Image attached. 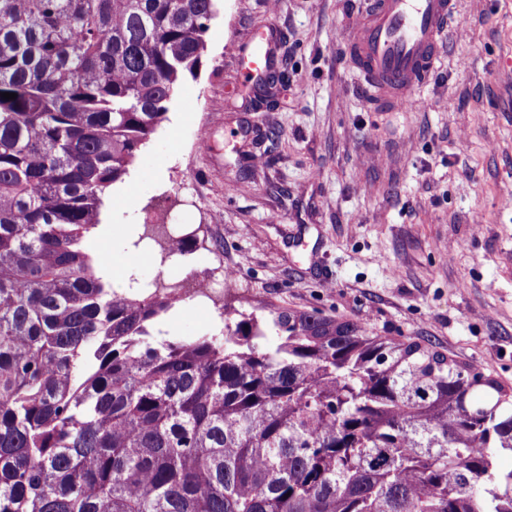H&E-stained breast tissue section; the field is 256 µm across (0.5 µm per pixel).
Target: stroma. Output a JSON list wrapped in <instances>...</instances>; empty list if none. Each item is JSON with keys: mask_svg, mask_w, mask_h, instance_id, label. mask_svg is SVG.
I'll return each mask as SVG.
<instances>
[{"mask_svg": "<svg viewBox=\"0 0 512 512\" xmlns=\"http://www.w3.org/2000/svg\"><path fill=\"white\" fill-rule=\"evenodd\" d=\"M362 5L282 0L274 14L266 0H221L197 76L104 196L111 232L88 245L118 291L132 273L227 278L206 313L169 316L171 334H202L227 304L316 312L435 347L512 390V0H460L411 112L376 107L358 85L345 36ZM261 33L287 74L270 108L230 53ZM161 206L196 233L164 265L124 233Z\"/></svg>", "mask_w": 512, "mask_h": 512, "instance_id": "stroma-1", "label": "stroma"}]
</instances>
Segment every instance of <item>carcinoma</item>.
<instances>
[{
  "label": "carcinoma",
  "instance_id": "1",
  "mask_svg": "<svg viewBox=\"0 0 512 512\" xmlns=\"http://www.w3.org/2000/svg\"><path fill=\"white\" fill-rule=\"evenodd\" d=\"M218 2L0 0V512H512V394L479 369L298 310L171 338L182 282L94 266Z\"/></svg>",
  "mask_w": 512,
  "mask_h": 512
}]
</instances>
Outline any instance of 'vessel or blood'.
Listing matches in <instances>:
<instances>
[{"mask_svg": "<svg viewBox=\"0 0 512 512\" xmlns=\"http://www.w3.org/2000/svg\"><path fill=\"white\" fill-rule=\"evenodd\" d=\"M456 10L457 0H371L346 38L369 94L388 108L409 107L411 86L426 83L441 62L443 35ZM237 58L251 82L273 69L269 52L259 46Z\"/></svg>", "mask_w": 512, "mask_h": 512, "instance_id": "b4317fda", "label": "vessel or blood"}]
</instances>
